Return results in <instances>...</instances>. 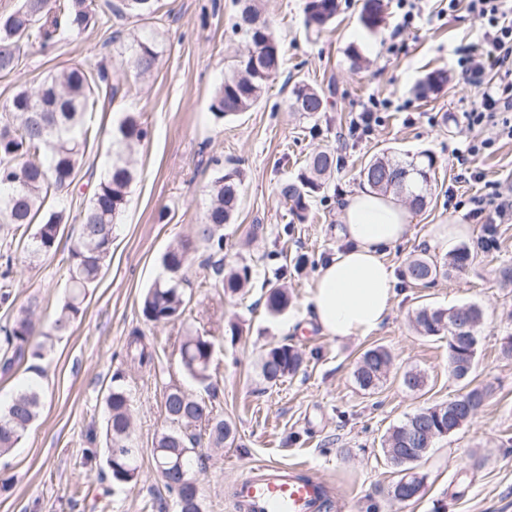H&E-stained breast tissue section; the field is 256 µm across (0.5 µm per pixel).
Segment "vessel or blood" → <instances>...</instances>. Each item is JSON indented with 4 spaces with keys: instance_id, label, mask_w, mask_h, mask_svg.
Segmentation results:
<instances>
[{
    "instance_id": "b4317fda",
    "label": "vessel or blood",
    "mask_w": 512,
    "mask_h": 512,
    "mask_svg": "<svg viewBox=\"0 0 512 512\" xmlns=\"http://www.w3.org/2000/svg\"><path fill=\"white\" fill-rule=\"evenodd\" d=\"M235 493L249 512H323L320 482L301 480L296 469L278 464L247 470Z\"/></svg>"
}]
</instances>
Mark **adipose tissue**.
I'll return each instance as SVG.
<instances>
[{
    "mask_svg": "<svg viewBox=\"0 0 512 512\" xmlns=\"http://www.w3.org/2000/svg\"><path fill=\"white\" fill-rule=\"evenodd\" d=\"M341 220L347 247L319 267L308 297L312 319L339 340L368 335L390 314L396 277L384 255L402 240L411 216L391 195L364 188L345 197Z\"/></svg>",
    "mask_w": 512,
    "mask_h": 512,
    "instance_id": "1",
    "label": "adipose tissue"
}]
</instances>
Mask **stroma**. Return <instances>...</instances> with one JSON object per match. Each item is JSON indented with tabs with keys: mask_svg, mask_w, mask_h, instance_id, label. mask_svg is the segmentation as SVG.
Wrapping results in <instances>:
<instances>
[{
	"mask_svg": "<svg viewBox=\"0 0 512 512\" xmlns=\"http://www.w3.org/2000/svg\"><path fill=\"white\" fill-rule=\"evenodd\" d=\"M364 0H340L334 23L321 33L304 26L305 0H260L282 42L283 63L261 101L236 118L218 121L209 105L221 78L237 71L248 44L234 32L238 0H160L154 19L100 17L81 35H62L53 46L30 47L20 73L0 76V103L57 70L88 71L107 66L120 77L114 99L99 100L76 187L64 200L68 223L55 255L13 268L11 306L0 305V327L19 309L31 308L41 327L59 310L68 279V248L81 213L108 164V136L126 113L147 129L134 155L129 202L112 232V257L89 289L83 313L70 331L48 339L42 374L19 368L0 376V402L33 385L43 410L17 448L0 458V512H176L175 499L155 468L156 436L168 429L166 383L210 399L236 427L234 444L211 452L197 473L203 512H239L237 481L250 467L267 462L300 465L328 485L348 512H512V357L500 351L512 332V287H502L503 267H512V223L499 227V247L461 271H450L428 288L407 282L409 260L447 253L434 233L438 224H468L464 244L474 246L484 226L467 222L482 183L461 179L455 152L470 141H493L475 165L485 181L512 184V140L491 125L469 128L464 114L475 98L456 70L459 49L484 41L485 28L466 5L449 10L446 0H425L412 24L400 27L396 0H384L386 21L370 32L360 22ZM152 36L160 57L146 77L129 65L130 33ZM358 50L362 65L350 52ZM436 69L448 84L420 93ZM324 90L325 112L309 117L288 107L295 82ZM390 108L370 134L354 137L351 119L371 99ZM327 148L337 159L327 188L313 198L305 221H297L276 194L279 182L296 177L307 156ZM435 160V179L422 210L411 213L404 238L386 260L398 278L392 311L368 335L338 340L313 324L306 306L319 266L340 248L336 235L345 194L359 188V171L370 159L403 160L420 152ZM244 175L242 202L234 223L224 227V262L249 266L243 293L228 296L213 284L203 253L191 255L185 273L187 309L181 319L146 323L139 303L161 277L162 254L202 223L208 185L216 164ZM262 233H254V225ZM287 267L291 303L280 314L264 307V285ZM470 303L483 311L473 383L490 396L460 431L437 439L417 465L424 474L422 496L409 503L389 489L399 472L384 457V435L424 406L463 393L448 368L446 339L421 335L413 324L423 306L450 308ZM153 340L155 372L126 356L133 329ZM200 334L214 342L209 386L181 372L183 337ZM278 343L298 347L302 369L268 386L258 367L264 350ZM385 347L391 363L382 383L362 390L354 370L362 353ZM424 372L422 390L402 383L408 370ZM130 393L134 440L141 450L140 479L117 489L103 459L104 396L115 373Z\"/></svg>",
	"mask_w": 512,
	"mask_h": 512,
	"instance_id": "1",
	"label": "stroma"
}]
</instances>
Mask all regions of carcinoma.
<instances>
[{
    "mask_svg": "<svg viewBox=\"0 0 512 512\" xmlns=\"http://www.w3.org/2000/svg\"><path fill=\"white\" fill-rule=\"evenodd\" d=\"M159 0H105L104 6L118 18L149 20L158 13ZM338 0H305L307 30L321 32L335 18ZM383 0H364L360 21L369 31L377 30L384 17ZM99 12L93 0H20L10 13L0 15V75L20 71L23 57L30 46L46 47L57 42L63 32L81 34L95 26ZM236 28L247 38L249 51L239 61L241 74L227 77L218 87L210 109L217 118L236 116L256 106L269 82L278 74L281 42L271 24L255 5L246 0L237 16ZM132 68L139 75L154 69L159 51L149 37H138L129 45ZM120 77L101 65L96 72L79 67L63 69L44 78L36 87L17 91L0 106V230L19 236L17 247L30 261L57 253L66 226V208L62 195L74 184L83 163L84 146L91 129L88 114L100 96L115 97ZM448 82L443 70L428 73L422 89L436 91ZM328 97L323 90L307 83L291 89L289 108L311 117L327 111ZM40 111L32 112L30 108ZM147 136L136 116L126 115L111 134L107 173L84 209L77 235L68 251V294L56 317L46 331H40L29 311L19 312L13 321L0 329V373L8 375L27 360V367L37 372L35 361L43 357V344L34 337L61 336L67 333L83 312L88 288L102 274L112 252V231L116 219L127 207L133 181L130 155ZM336 168V156L328 149L312 152L301 172L281 182L278 194L289 213L298 221L307 217L312 198L325 188V176ZM365 185L381 193L405 198L411 207L423 208L428 190L435 179L434 158L423 153L405 161L372 159L360 171ZM241 197L240 172L236 168L218 167L210 182V202L205 221L193 227L191 237L171 246L162 257L165 276L157 279L142 295L141 314L153 325L178 320L186 301L182 284L187 282L185 263L189 254L200 249L208 253L206 264L215 283L224 294L234 296L251 280L247 266H224V225L231 223L238 212ZM477 257L468 245L460 246L438 262L429 256L412 259L405 278L417 286H428L448 268L462 270ZM13 259L7 257L0 273V303L9 302ZM266 308L279 314L288 307L285 288L268 282ZM483 314L475 304H461L443 309L424 306L415 315L414 323L426 336H448V363L453 376L470 385L477 350L470 341L451 335L458 321L482 323ZM214 343L207 336H186L180 349L182 371L193 381L204 385L210 378ZM126 353L141 368L155 366V350L140 330L131 332ZM390 353L381 346L366 350L358 362L355 379L366 391L378 387L388 365ZM303 365L302 353L292 345L277 344L261 356L264 381L274 386L296 374ZM487 391L473 387L448 403L423 407L406 417L386 434L382 451L391 464L401 469L402 476L393 484L392 496L400 502L419 497L424 477L414 472V465L426 454V441H434L457 432L473 418L476 409L471 402L483 405ZM42 397L33 386L19 390L0 407V456L17 447L30 426L40 415ZM104 460L112 485L125 487L137 484L140 477L139 457L132 432L130 399L125 387L111 384L105 399ZM164 410L169 429L155 440L153 459L167 489L177 499L180 512H202V497L196 473L206 469L208 457L199 453V435L193 428L205 426L212 448L233 444L236 433L232 421L214 413L210 401L187 392L177 385L164 391Z\"/></svg>",
    "mask_w": 512,
    "mask_h": 512,
    "instance_id": "carcinoma-1",
    "label": "carcinoma"
}]
</instances>
